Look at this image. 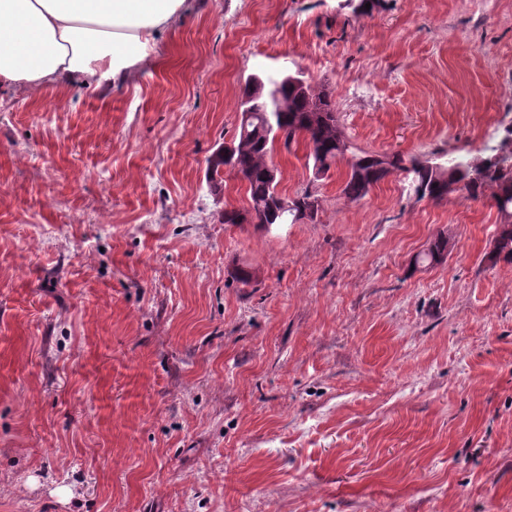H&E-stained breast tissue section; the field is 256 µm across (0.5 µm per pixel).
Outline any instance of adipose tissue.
Wrapping results in <instances>:
<instances>
[{
    "label": "adipose tissue",
    "mask_w": 512,
    "mask_h": 512,
    "mask_svg": "<svg viewBox=\"0 0 512 512\" xmlns=\"http://www.w3.org/2000/svg\"><path fill=\"white\" fill-rule=\"evenodd\" d=\"M187 0H0V87L96 89L147 63Z\"/></svg>",
    "instance_id": "1"
}]
</instances>
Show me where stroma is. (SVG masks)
Wrapping results in <instances>:
<instances>
[{
    "label": "stroma",
    "mask_w": 512,
    "mask_h": 512,
    "mask_svg": "<svg viewBox=\"0 0 512 512\" xmlns=\"http://www.w3.org/2000/svg\"><path fill=\"white\" fill-rule=\"evenodd\" d=\"M283 66L358 149L480 155L512 128V0H188L124 83L1 87L0 512H512L491 193L351 201L341 161L314 220L224 223L246 184L208 161ZM309 151L276 146L282 195ZM449 251L448 236L437 235L430 241L428 247L417 255L416 263H426L430 266L441 264L448 257Z\"/></svg>",
    "instance_id": "1"
}]
</instances>
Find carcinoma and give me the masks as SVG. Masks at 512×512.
<instances>
[{"mask_svg": "<svg viewBox=\"0 0 512 512\" xmlns=\"http://www.w3.org/2000/svg\"><path fill=\"white\" fill-rule=\"evenodd\" d=\"M262 81L261 94L250 97L252 80ZM240 108H257L248 125L239 126L235 142H246L222 156L207 169V178L223 183L222 167L227 166L246 182L249 207L260 212L269 224H297L304 219V208L295 206L286 211L277 207L281 194L278 189V169L271 160L274 144L285 148L299 137L308 141V165L312 178L309 185L297 194L303 203L318 198L315 183L322 180L333 165L346 160L348 171L342 194L351 201L359 200L372 187L393 172L404 174L408 190L418 199L440 200L448 193L459 191L468 199L478 200L487 187L495 188L494 204L500 215L490 260L512 264V169L504 167L505 158L495 154L487 157L453 156L438 153L432 159L404 156L395 153L353 151V146L341 132L335 109L329 98L320 99L321 113L313 109L314 89L302 75L288 82H272L264 75L247 77ZM446 235L432 239L416 257V262L430 266L443 263L448 257Z\"/></svg>", "mask_w": 512, "mask_h": 512, "instance_id": "1", "label": "carcinoma"}]
</instances>
